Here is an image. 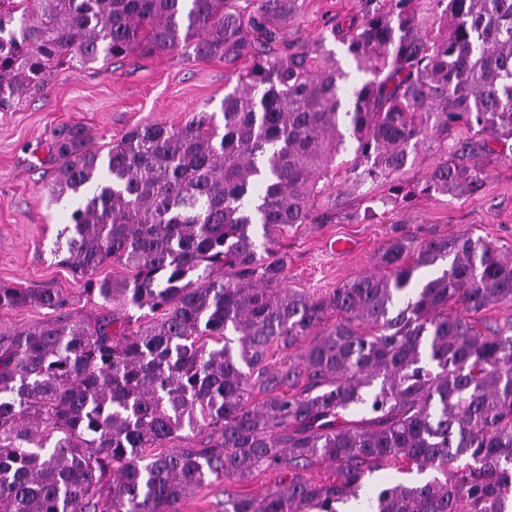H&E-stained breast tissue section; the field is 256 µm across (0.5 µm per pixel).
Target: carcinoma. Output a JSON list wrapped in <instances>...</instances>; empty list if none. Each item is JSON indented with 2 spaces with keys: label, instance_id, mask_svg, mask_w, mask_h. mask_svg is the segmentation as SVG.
<instances>
[{
  "label": "carcinoma",
  "instance_id": "obj_1",
  "mask_svg": "<svg viewBox=\"0 0 512 512\" xmlns=\"http://www.w3.org/2000/svg\"><path fill=\"white\" fill-rule=\"evenodd\" d=\"M231 2L0 0V112L60 69L137 51L245 63L221 128L206 112L139 125L104 155L81 127L56 134L50 198L72 207L54 254L82 294L156 317L0 329V512H177L196 488L267 471L282 473L276 487L231 496L224 512H338L398 464L415 477L367 498L372 512H512V324L476 320L512 304V252L394 224L376 271L318 298L270 258L284 231L332 221L314 197L347 143L360 187L439 142L423 181L391 183L403 205L482 188L484 169L448 133L512 139V0H426L431 38L420 0H359L326 26L365 75L348 92L323 41L278 48L294 0H257L247 18ZM109 259L132 279L95 276ZM33 305L70 298L0 282V309ZM330 314L336 324L269 370L272 344L296 345ZM358 406L370 417L347 419ZM173 439L184 445L149 453ZM319 462L333 479L304 475Z\"/></svg>",
  "mask_w": 512,
  "mask_h": 512
}]
</instances>
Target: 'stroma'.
<instances>
[{"label": "stroma", "mask_w": 512, "mask_h": 512, "mask_svg": "<svg viewBox=\"0 0 512 512\" xmlns=\"http://www.w3.org/2000/svg\"><path fill=\"white\" fill-rule=\"evenodd\" d=\"M357 5L358 0H295L292 15L279 24L280 39L291 44L323 40L324 53L332 55L352 81H359L362 75L345 47L322 37L328 19L348 14ZM242 68L239 61L202 59L190 51L137 54L121 62L58 72L17 111L0 112V282L34 291H65L72 299L74 320H92L109 309L138 315V308L121 301L106 307L101 299L82 295L75 275L54 255L66 210L49 197L55 164L48 147L67 126L82 127L91 147L104 150L138 125H177L194 112H208L222 121L224 96L236 87ZM450 138L473 141L472 161L487 174L482 189L458 199L420 197L406 206L388 202V183L355 187L350 178L354 152H341L320 180L314 199L315 210L333 213V221L290 229L275 247L286 260L289 286L320 297L372 271L390 225L397 222L415 235L429 231L483 236L512 251V149L483 141L463 127ZM338 240L348 242L346 252L332 251ZM278 479V472L268 471L246 482L204 486L183 498L178 512H224L226 494L259 497Z\"/></svg>", "instance_id": "stroma-1"}]
</instances>
